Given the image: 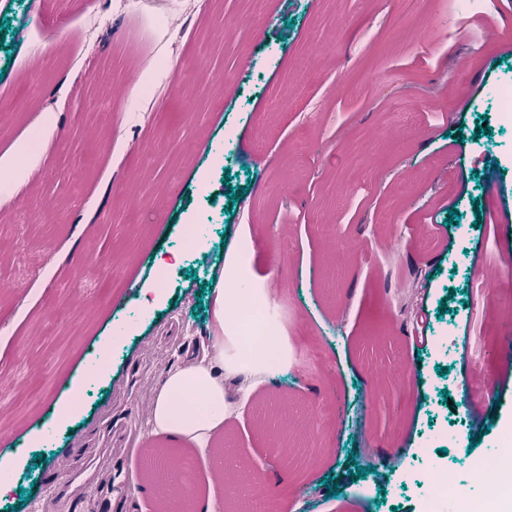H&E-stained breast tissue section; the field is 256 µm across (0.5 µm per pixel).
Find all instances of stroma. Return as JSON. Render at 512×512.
<instances>
[{"mask_svg": "<svg viewBox=\"0 0 512 512\" xmlns=\"http://www.w3.org/2000/svg\"><path fill=\"white\" fill-rule=\"evenodd\" d=\"M291 2L284 12L279 0H214L222 15L250 19L241 46L261 71L191 112L184 98L157 99L138 129L128 56L164 60L171 79L192 64L225 66L233 46L204 52L197 21L152 33L138 0H43L33 13L26 0H0V114L10 124L0 173L23 180L41 170L26 197L0 209V370L12 379L0 390V454H26L19 492L0 512H92L87 487L115 466L127 483L141 481L150 450L168 442L152 434L127 380L161 378L181 344L206 334L207 270L234 235L249 243L248 283L272 277L285 289L280 339L291 357L235 393L222 435L260 512H418L413 492L372 489L358 468L391 475L409 464L393 449L425 446L427 465H447L463 491L473 462L490 459L500 430L512 428V353L487 362L470 352L512 336L502 312L512 236L496 244L478 224L487 210L512 222V124L499 121L493 98L512 81V39L480 43L491 0ZM328 37L338 51L315 64ZM28 54L43 66L25 77ZM93 54L119 69L128 102L68 81ZM374 68L386 73L375 87L362 80ZM46 110L54 117L41 134L61 147L48 163L24 135ZM220 122L244 135L202 196L191 178L199 156L175 140L210 142ZM89 129L105 141L91 143ZM138 173L179 188L158 204L136 201ZM242 193L255 203L246 216ZM189 217L206 238L187 256ZM161 247L181 253L180 273L144 311L137 276ZM492 262L504 274L488 288L481 271ZM425 265L432 293L421 321H404V288ZM91 294L102 304L86 306ZM107 344L105 371L85 377ZM476 417L490 431L474 446ZM38 444L42 459L29 458ZM60 458L70 476L55 470Z\"/></svg>", "mask_w": 512, "mask_h": 512, "instance_id": "obj_1", "label": "stroma"}]
</instances>
